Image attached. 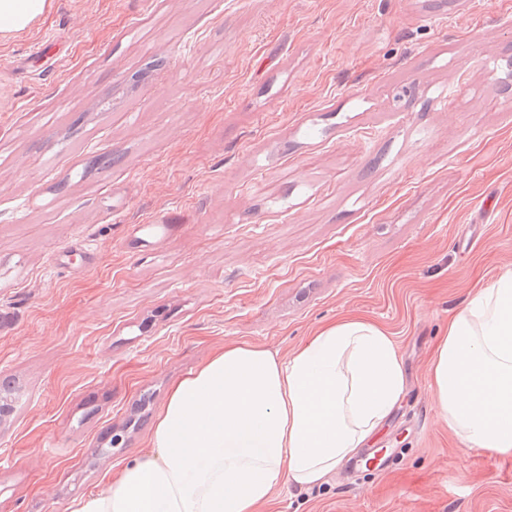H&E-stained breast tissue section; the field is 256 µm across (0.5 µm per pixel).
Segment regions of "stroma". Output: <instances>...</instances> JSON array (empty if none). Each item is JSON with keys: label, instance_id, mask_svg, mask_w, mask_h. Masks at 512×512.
Listing matches in <instances>:
<instances>
[{"label": "stroma", "instance_id": "obj_1", "mask_svg": "<svg viewBox=\"0 0 512 512\" xmlns=\"http://www.w3.org/2000/svg\"><path fill=\"white\" fill-rule=\"evenodd\" d=\"M512 267V0H51L0 37V512H70L230 342L396 343L386 469L260 512H512L429 366ZM125 443L110 447L113 435Z\"/></svg>", "mask_w": 512, "mask_h": 512}]
</instances>
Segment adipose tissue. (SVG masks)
I'll return each instance as SVG.
<instances>
[{
  "label": "adipose tissue",
  "instance_id": "adipose-tissue-1",
  "mask_svg": "<svg viewBox=\"0 0 512 512\" xmlns=\"http://www.w3.org/2000/svg\"><path fill=\"white\" fill-rule=\"evenodd\" d=\"M50 0H0V35ZM405 389L391 338L360 318L318 331L281 358L231 343L180 380L151 450L72 512H256L277 485L313 487L370 445ZM435 407L466 450L512 455V269L448 323L430 369Z\"/></svg>",
  "mask_w": 512,
  "mask_h": 512
}]
</instances>
